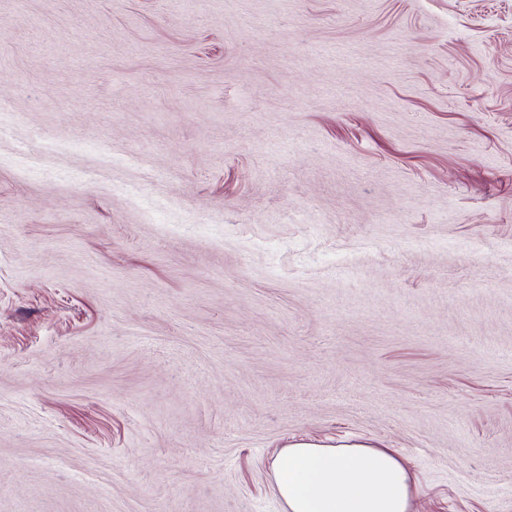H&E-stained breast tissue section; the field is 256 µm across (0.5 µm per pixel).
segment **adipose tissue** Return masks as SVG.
I'll use <instances>...</instances> for the list:
<instances>
[{
	"instance_id": "1",
	"label": "adipose tissue",
	"mask_w": 512,
	"mask_h": 512,
	"mask_svg": "<svg viewBox=\"0 0 512 512\" xmlns=\"http://www.w3.org/2000/svg\"><path fill=\"white\" fill-rule=\"evenodd\" d=\"M272 467L288 512H410L419 490L395 449L367 443L294 442Z\"/></svg>"
}]
</instances>
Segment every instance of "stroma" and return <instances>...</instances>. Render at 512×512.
Returning <instances> with one entry per match:
<instances>
[{"mask_svg": "<svg viewBox=\"0 0 512 512\" xmlns=\"http://www.w3.org/2000/svg\"><path fill=\"white\" fill-rule=\"evenodd\" d=\"M312 439L512 512V0H0V512Z\"/></svg>", "mask_w": 512, "mask_h": 512, "instance_id": "stroma-1", "label": "stroma"}]
</instances>
